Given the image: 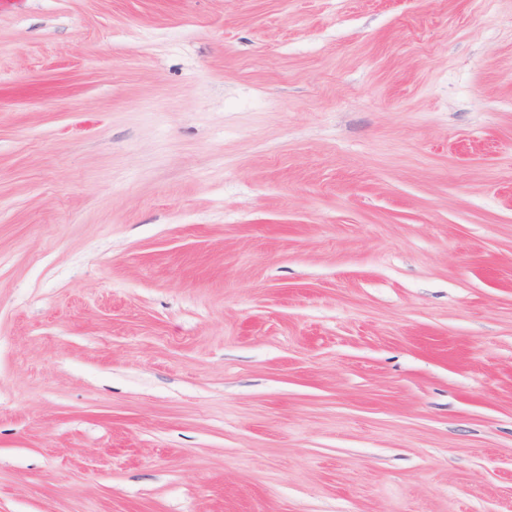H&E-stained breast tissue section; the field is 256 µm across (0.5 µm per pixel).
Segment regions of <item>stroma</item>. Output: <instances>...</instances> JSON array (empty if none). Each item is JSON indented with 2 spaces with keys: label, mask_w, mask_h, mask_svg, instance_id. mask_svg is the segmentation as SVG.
Segmentation results:
<instances>
[{
  "label": "stroma",
  "mask_w": 512,
  "mask_h": 512,
  "mask_svg": "<svg viewBox=\"0 0 512 512\" xmlns=\"http://www.w3.org/2000/svg\"><path fill=\"white\" fill-rule=\"evenodd\" d=\"M0 512H512V0H0Z\"/></svg>",
  "instance_id": "35a3bbf8"
}]
</instances>
